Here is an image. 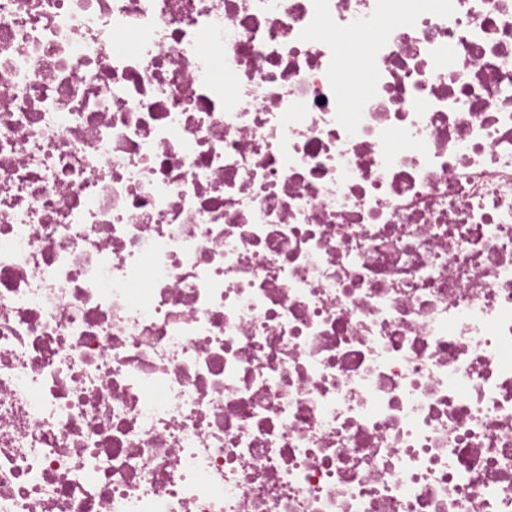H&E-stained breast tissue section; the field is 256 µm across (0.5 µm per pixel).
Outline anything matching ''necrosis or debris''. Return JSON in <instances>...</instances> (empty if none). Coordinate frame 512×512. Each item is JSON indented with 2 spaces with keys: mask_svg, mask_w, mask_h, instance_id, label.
<instances>
[{
  "mask_svg": "<svg viewBox=\"0 0 512 512\" xmlns=\"http://www.w3.org/2000/svg\"><path fill=\"white\" fill-rule=\"evenodd\" d=\"M0 512H512V0H0Z\"/></svg>",
  "mask_w": 512,
  "mask_h": 512,
  "instance_id": "obj_1",
  "label": "necrosis or debris"
}]
</instances>
